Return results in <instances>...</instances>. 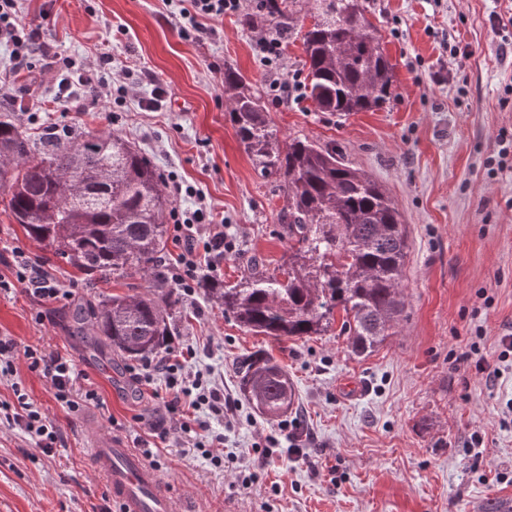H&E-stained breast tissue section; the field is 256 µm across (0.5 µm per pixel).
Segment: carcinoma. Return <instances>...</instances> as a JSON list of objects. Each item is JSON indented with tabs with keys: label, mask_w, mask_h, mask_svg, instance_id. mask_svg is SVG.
Returning <instances> with one entry per match:
<instances>
[{
	"label": "carcinoma",
	"mask_w": 512,
	"mask_h": 512,
	"mask_svg": "<svg viewBox=\"0 0 512 512\" xmlns=\"http://www.w3.org/2000/svg\"><path fill=\"white\" fill-rule=\"evenodd\" d=\"M313 18L304 27V19ZM245 24L274 33L303 29L308 98L322 112L373 111L395 95L393 64L362 0H263ZM232 92L228 111L237 138L260 174L280 182L288 259L279 272L253 264L240 281L209 292L240 326L275 340L324 336L335 324L351 352L365 355L394 335L403 311L408 255L402 215L370 175L345 163L336 148L309 139L283 143L268 120L260 93L224 67ZM164 177L118 135L77 134L32 140L0 116V191L5 210L36 241L49 242L86 271L102 275L135 269L154 296L113 295L92 313L73 310L74 332L93 326L96 346L130 357L147 355L170 333L169 310L179 303L158 265L166 246L171 201ZM241 389L264 376L260 413L275 416L293 403L288 376L263 354L239 364Z\"/></svg>",
	"instance_id": "1"
}]
</instances>
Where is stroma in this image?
<instances>
[{
    "label": "stroma",
    "instance_id": "1",
    "mask_svg": "<svg viewBox=\"0 0 512 512\" xmlns=\"http://www.w3.org/2000/svg\"><path fill=\"white\" fill-rule=\"evenodd\" d=\"M395 67L390 105L340 116L307 97L278 105L267 98L281 141L305 137L335 147L345 162L382 185L395 200L410 251L402 289L405 307L394 336L366 357L351 354L345 337L328 333L276 341L240 328L206 288L236 282L249 262L276 269L288 252L282 236V191L261 176L229 121L224 69L269 89L274 79L302 72V40L286 35L276 68L260 60L258 29L244 23L255 9L216 21L215 34H181L186 0H22V16L39 31L48 56L111 59L112 81L130 84L122 101L81 95L55 99L57 70L33 57L19 68L0 44V79L37 113L20 128L34 140L50 128L116 133L164 175L172 206L184 215L207 208L223 222L230 250L223 260L197 257L192 293L181 294L172 334L162 353L193 347L189 373L212 371L238 405L233 425L212 418L223 435L225 463L217 468L175 430L158 392L134 381L129 358L72 335L75 306L112 295L144 294L141 273L100 277L74 265L52 246L30 238L0 208V336L21 354L14 374L0 378V415L14 405V386L59 429L51 455L23 431L0 424V512H93L107 494L92 470L81 428L93 416L132 448L158 445L159 472L177 502L196 512H512V358L500 360V339L512 333V60L497 48L512 28L493 17L511 13L512 0H365ZM459 46L450 55V46ZM160 107L140 103L156 87ZM42 261L63 290L37 301L13 282L14 253ZM478 344L500 375L487 380L466 355ZM53 350L71 359L77 387L97 401L69 408L24 349ZM266 353L288 371L295 403L282 416L259 415L242 394L239 360ZM169 433L159 439L152 426ZM278 436L266 464L243 487V466L268 435ZM296 456H286V449Z\"/></svg>",
    "mask_w": 512,
    "mask_h": 512
}]
</instances>
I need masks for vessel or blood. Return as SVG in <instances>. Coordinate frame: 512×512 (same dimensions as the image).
Returning a JSON list of instances; mask_svg holds the SVG:
<instances>
[{
    "label": "vessel or blood",
    "instance_id": "1",
    "mask_svg": "<svg viewBox=\"0 0 512 512\" xmlns=\"http://www.w3.org/2000/svg\"><path fill=\"white\" fill-rule=\"evenodd\" d=\"M86 446L96 473L106 480L124 512H171L169 483L123 440L92 422L86 426Z\"/></svg>",
    "mask_w": 512,
    "mask_h": 512
}]
</instances>
